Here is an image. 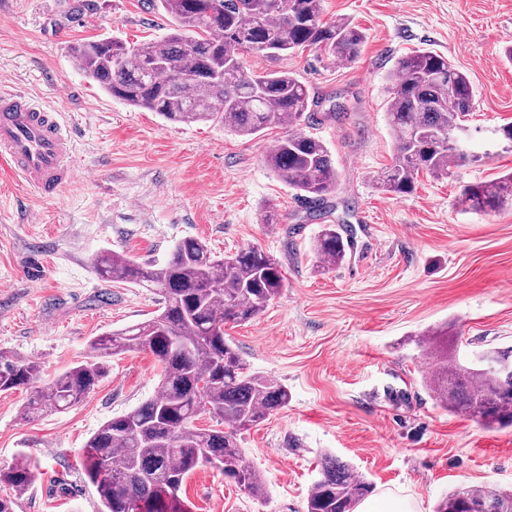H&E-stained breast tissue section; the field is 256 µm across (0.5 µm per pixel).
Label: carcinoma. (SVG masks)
<instances>
[{
    "label": "carcinoma",
    "instance_id": "obj_1",
    "mask_svg": "<svg viewBox=\"0 0 512 512\" xmlns=\"http://www.w3.org/2000/svg\"><path fill=\"white\" fill-rule=\"evenodd\" d=\"M149 0L172 18L160 40L127 44L103 37L73 48L84 76L127 104L180 124L216 121L240 136L272 126L286 129L265 156L280 180L296 191L313 218L336 191L339 172L328 147L306 132L318 104L309 88L281 70L256 72L245 52L270 59L306 47L335 61L359 57L365 34L344 19L322 18L323 0ZM387 112L395 131L393 164L380 186L412 193L419 175L442 178L479 161L455 142L473 110L470 79L448 58L417 50L401 58ZM512 201V173L461 185L457 204L487 213ZM349 244L327 224L316 243L322 267L341 264ZM105 281L159 290L162 307L151 319L90 341L85 360L46 382L33 360L0 354V392L30 393L20 411L31 420L45 406L63 412L88 397L108 372V358L149 351L161 365L156 394L104 422L87 440L82 467L101 512H190L180 491L196 469L210 467L262 499L266 485L240 446L243 430L288 405V389L252 371L224 339V325L245 323L281 295L282 266L249 247L224 257L202 241L178 242L162 263L139 262L112 250L93 259ZM417 344L432 359L426 387L448 412L485 428L512 425V374L465 366L448 348V331L431 329ZM224 429L199 428L201 415ZM33 465L21 457L0 469V512H15L31 484ZM372 484L327 456L307 500V512H354ZM435 512H512V490L471 487L444 496Z\"/></svg>",
    "mask_w": 512,
    "mask_h": 512
}]
</instances>
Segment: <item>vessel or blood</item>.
<instances>
[{"instance_id": "b4317fda", "label": "vessel or blood", "mask_w": 512, "mask_h": 512, "mask_svg": "<svg viewBox=\"0 0 512 512\" xmlns=\"http://www.w3.org/2000/svg\"><path fill=\"white\" fill-rule=\"evenodd\" d=\"M71 136L56 113L28 92L0 88V163L22 186L44 200L56 199L75 177Z\"/></svg>"}]
</instances>
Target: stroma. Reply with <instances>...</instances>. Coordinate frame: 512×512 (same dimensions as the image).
<instances>
[{
  "label": "stroma",
  "instance_id": "obj_1",
  "mask_svg": "<svg viewBox=\"0 0 512 512\" xmlns=\"http://www.w3.org/2000/svg\"><path fill=\"white\" fill-rule=\"evenodd\" d=\"M325 20L361 29L359 58L315 49L276 60L246 54L253 70L295 75L319 100L315 136L340 180L322 220L266 165L282 131L242 137L217 122L172 123L105 93L76 67L70 48L110 33L130 43L164 37L170 18L148 0H0V84L25 89L76 129L77 178L54 201L27 194L0 168V353L31 359L53 378L83 360L92 338L153 317L160 293L99 278L106 249L163 261L185 238L223 254L255 246L276 258L282 294L224 336L248 366L287 387L286 408L245 432L266 500L209 468L185 480L192 512H307L324 456L434 512L471 486L512 488V427L486 429L442 409L422 383L414 343L449 322L458 356L512 346V206L462 212V184L512 171L492 131L512 121V0H324ZM428 49L471 79L467 126L482 162L452 176L422 175L412 194L382 191L394 158L386 112L401 57ZM342 104L340 118L329 117ZM348 224L353 247L319 266L322 224ZM160 368L145 351L112 358L82 403L19 412L27 392L0 394V467L29 456L36 476L16 512H98L80 469L88 438L105 421L152 397Z\"/></svg>",
  "mask_w": 512,
  "mask_h": 512
}]
</instances>
